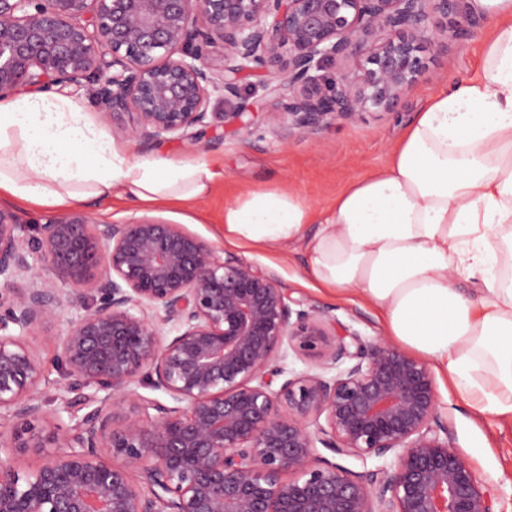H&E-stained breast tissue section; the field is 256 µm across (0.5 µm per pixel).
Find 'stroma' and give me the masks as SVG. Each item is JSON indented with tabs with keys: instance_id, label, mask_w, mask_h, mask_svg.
<instances>
[{
	"instance_id": "1",
	"label": "stroma",
	"mask_w": 512,
	"mask_h": 512,
	"mask_svg": "<svg viewBox=\"0 0 512 512\" xmlns=\"http://www.w3.org/2000/svg\"><path fill=\"white\" fill-rule=\"evenodd\" d=\"M488 28L479 24L469 35L442 45H425V68L414 87L395 108H372L352 118H340L315 136L289 129L273 94L269 78L246 74L239 81L247 106L244 125L225 124L223 131L207 134L198 145L174 141L153 153L173 161L198 159L221 171L211 193L197 201L140 206L119 197L105 203H80L101 224H120L143 216L183 225L213 244L220 254H231L276 273L289 296L302 308L327 311L337 326L358 333L363 341L383 334L377 313L353 292L338 293L313 282L306 273L303 250L262 248L226 243L222 228L224 206L250 190L291 191L312 208L314 222L328 215L337 195L354 177L383 167L415 113L427 98L449 80L473 79L480 73L482 39ZM65 320L38 328L30 347L45 366L38 392L44 409L62 414L61 368L58 342ZM440 412L455 448L467 459L479 480L497 496L498 512H512V430L499 428L489 414L478 415L450 386L447 374L436 377Z\"/></svg>"
}]
</instances>
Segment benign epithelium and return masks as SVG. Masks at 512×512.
<instances>
[{
    "label": "benign epithelium",
    "instance_id": "benign-epithelium-1",
    "mask_svg": "<svg viewBox=\"0 0 512 512\" xmlns=\"http://www.w3.org/2000/svg\"><path fill=\"white\" fill-rule=\"evenodd\" d=\"M468 0H0V98L86 87L144 148L243 124L244 71L288 128L393 108L424 42ZM223 55L216 68L212 57ZM328 65L336 74L316 75ZM95 307L85 313V302ZM60 337L64 425L43 409L35 328ZM308 361L288 369L289 352ZM171 403L139 392L142 384ZM105 393L99 397L98 393ZM389 463L352 473L320 455ZM55 452L45 455L43 449ZM42 457L20 470L17 453ZM430 367L294 309L274 273L180 224L76 211L29 233L0 207V512H495Z\"/></svg>",
    "mask_w": 512,
    "mask_h": 512
}]
</instances>
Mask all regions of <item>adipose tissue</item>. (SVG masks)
Instances as JSON below:
<instances>
[{"label": "adipose tissue", "mask_w": 512, "mask_h": 512, "mask_svg": "<svg viewBox=\"0 0 512 512\" xmlns=\"http://www.w3.org/2000/svg\"><path fill=\"white\" fill-rule=\"evenodd\" d=\"M485 16L480 75L452 80L416 113L381 169L348 182L323 223L297 194L251 190L224 208V239L303 244L310 277L357 293L384 333L479 412L512 428V0ZM207 163L131 159L80 100L0 101V195L56 208L205 197Z\"/></svg>", "instance_id": "ef3b65f1"}]
</instances>
